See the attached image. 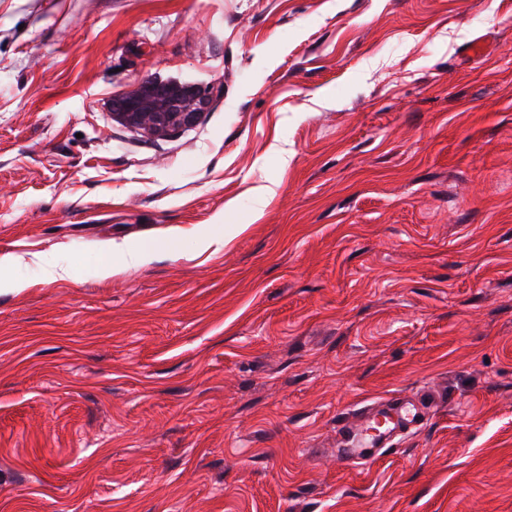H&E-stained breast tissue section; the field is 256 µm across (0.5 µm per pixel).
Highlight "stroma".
<instances>
[{
  "instance_id": "35a3bbf8",
  "label": "stroma",
  "mask_w": 512,
  "mask_h": 512,
  "mask_svg": "<svg viewBox=\"0 0 512 512\" xmlns=\"http://www.w3.org/2000/svg\"><path fill=\"white\" fill-rule=\"evenodd\" d=\"M1 256L0 512H512V0H0ZM214 86L147 77L129 93L112 98V118L150 137H165L195 125L206 112ZM422 403L415 404L406 397L385 399L365 414L359 427L341 421L339 431L346 449L339 453L341 462L353 464L372 459L368 448H386L403 431L420 424L425 412Z\"/></svg>"
}]
</instances>
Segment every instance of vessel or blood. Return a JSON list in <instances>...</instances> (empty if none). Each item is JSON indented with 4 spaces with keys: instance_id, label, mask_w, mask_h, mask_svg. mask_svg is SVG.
<instances>
[{
    "instance_id": "1",
    "label": "vessel or blood",
    "mask_w": 512,
    "mask_h": 512,
    "mask_svg": "<svg viewBox=\"0 0 512 512\" xmlns=\"http://www.w3.org/2000/svg\"><path fill=\"white\" fill-rule=\"evenodd\" d=\"M424 416L423 405L396 396L385 399L367 411L361 426L342 421L339 426L345 446L340 454L342 463L369 461L371 449L390 446L400 433L420 424Z\"/></svg>"
}]
</instances>
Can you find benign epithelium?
Masks as SVG:
<instances>
[{
    "mask_svg": "<svg viewBox=\"0 0 512 512\" xmlns=\"http://www.w3.org/2000/svg\"><path fill=\"white\" fill-rule=\"evenodd\" d=\"M215 87L147 77L112 98V119L150 137H165L195 125L212 102Z\"/></svg>",
    "mask_w": 512,
    "mask_h": 512,
    "instance_id": "1",
    "label": "benign epithelium"
}]
</instances>
